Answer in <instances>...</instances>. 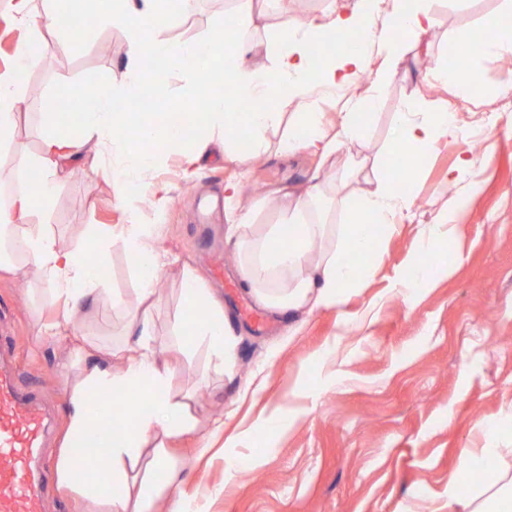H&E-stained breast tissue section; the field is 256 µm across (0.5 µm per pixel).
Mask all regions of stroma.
Returning a JSON list of instances; mask_svg holds the SVG:
<instances>
[{
	"label": "stroma",
	"mask_w": 512,
	"mask_h": 512,
	"mask_svg": "<svg viewBox=\"0 0 512 512\" xmlns=\"http://www.w3.org/2000/svg\"><path fill=\"white\" fill-rule=\"evenodd\" d=\"M506 0H437L438 23L422 39L411 75H396L367 118L368 136L354 151L391 173L387 144L394 114L416 97L456 116L465 140L440 143L422 168L412 210L397 219L383 240L384 257L373 276L345 291L339 302L309 314L281 317L237 287L236 254L224 238L234 207L251 204L254 183L265 189L308 184L320 162L305 152L280 154L287 134L280 124L267 134L273 149L259 157L221 154L204 158L186 182L184 155H168L153 174L165 186L164 215L139 205L144 224H159L157 244L198 271L224 302L236 338V369L219 374L205 345L181 356L172 387L197 394V406L224 421L213 449L197 456L205 439L188 436L174 453L184 463L181 492L201 499L207 512H448V492L481 500L492 484L512 477V54L471 61L478 83L467 97L433 80L425 60L447 63L470 44L487 16ZM74 31L58 32L39 20L32 33L37 62L22 86L25 110L18 139L38 150V115L47 94L70 86L119 82L128 55L122 36L96 15L75 11ZM227 21L225 0H195L191 10L169 19L159 37L190 41L217 36ZM476 160V192L455 213L448 240L450 272H435L413 296L400 283L415 262L413 243L467 181L449 185L448 171L460 156ZM237 182L235 203L224 186ZM127 219L91 163H72L60 194L41 216L64 244L79 242L88 225ZM223 264L224 279L212 271ZM109 292L96 307L77 312V324L60 340L38 333L34 314L41 297L32 282L0 272V334L14 337L22 387L46 400L56 424L45 455L56 459L67 427L68 394L62 369L76 342L111 347L125 313L113 295L135 301L137 280L123 243L111 246ZM177 275L161 283L154 314L163 338L183 329ZM501 426L499 437L486 425ZM509 448L488 457L461 481L464 448ZM492 480H485V468Z\"/></svg>",
	"instance_id": "obj_1"
}]
</instances>
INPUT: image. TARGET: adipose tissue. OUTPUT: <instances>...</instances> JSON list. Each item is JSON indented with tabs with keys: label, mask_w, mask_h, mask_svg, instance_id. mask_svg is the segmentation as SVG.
I'll use <instances>...</instances> for the list:
<instances>
[{
	"label": "adipose tissue",
	"mask_w": 512,
	"mask_h": 512,
	"mask_svg": "<svg viewBox=\"0 0 512 512\" xmlns=\"http://www.w3.org/2000/svg\"><path fill=\"white\" fill-rule=\"evenodd\" d=\"M432 0H330L329 7L304 25L281 23L264 47L252 38L258 0H231L233 22L220 38L181 41L159 38L157 29L173 9L185 10L190 0H93V13L125 39L129 63L120 85L77 88L70 96L79 101L77 120L64 122L58 97H51L38 118V152H30L14 132L25 100L21 79L36 62L31 27L38 20L67 32L71 29V0H9L23 31L15 45L13 62L0 70V142L10 148L12 171L39 175L36 193L4 191L0 194V271L44 285L45 296L58 315L39 324L42 336H62L72 316L96 304L106 284L99 271L109 263V245L120 239L139 288L136 303L113 297L125 312L127 341L124 360L116 365L111 353L97 362L87 360L88 347L73 345L68 356L78 370L69 380L68 428L58 451L57 485L79 498L85 512H201L194 501L174 496L180 470L167 448L169 441L201 432L216 435L222 422L200 417L191 394L170 389L169 350L186 352L206 344L217 372L235 367V342L225 325L224 305L191 271L181 273L180 303L190 317L172 346L157 343L151 313L159 300L160 276L178 265L179 258L157 247L159 227L129 217L124 224L89 225L82 242L62 245L37 216L51 207L68 166L76 159L94 161L103 147L121 143V160L112 163L105 179L115 198H137L163 210L167 198L149 177L166 160V147L182 143L190 164L186 181H193L194 164L212 150L225 158L238 154L232 130L244 132L250 156L266 153V134L287 122L288 135L279 151L306 150L322 164H335L338 152L361 139L367 126L366 110L375 99H348L334 132L324 127L317 112L318 93H332L361 77L371 78L382 91L398 69H409L406 54L412 43L431 30L438 18ZM353 37L350 47L313 56L314 44ZM265 53L266 62L256 59ZM383 69H375L376 58ZM179 69L192 78L188 95L197 110L193 121L169 120L157 112H131L128 104L147 91L159 92L157 72ZM223 83L224 93L209 92ZM294 111L283 114L285 106ZM462 137L453 113L426 104H407L395 115V134L388 147L397 171L393 177L367 169L365 163L345 160V178L364 179L368 187L356 192L349 186L331 194L324 179L301 188L278 189L259 197L229 225V236L239 248L237 273L252 298L278 314H292L336 304L342 292L358 287L371 276L382 257L386 233L394 219L413 206L420 169L441 141ZM275 200L278 221L255 229V216L267 200ZM468 204L456 196L451 211L439 213L416 243L420 256L401 282L402 295L418 291L431 273V261L447 244L452 212ZM344 211L347 221L336 224ZM124 399L120 423L101 419L87 401L89 392ZM112 436L107 457L83 466L73 448L83 434Z\"/></svg>",
	"instance_id": "adipose-tissue-1"
}]
</instances>
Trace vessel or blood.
<instances>
[{"instance_id":"b4317fda","label":"vessel or blood","mask_w":512,"mask_h":512,"mask_svg":"<svg viewBox=\"0 0 512 512\" xmlns=\"http://www.w3.org/2000/svg\"><path fill=\"white\" fill-rule=\"evenodd\" d=\"M14 349L0 338V512H45L50 417L41 399L20 386Z\"/></svg>"}]
</instances>
